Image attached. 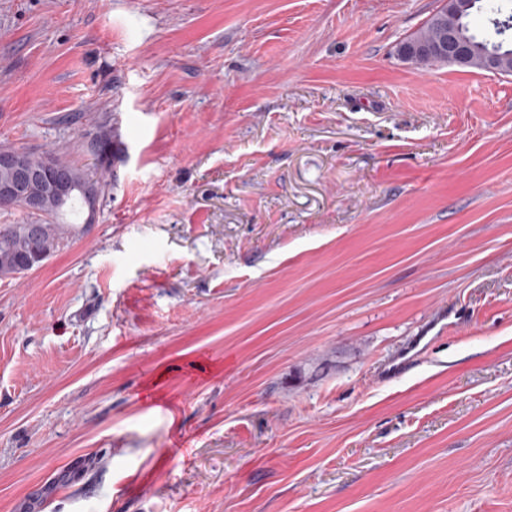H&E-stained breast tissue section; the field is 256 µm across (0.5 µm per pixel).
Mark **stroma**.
I'll return each mask as SVG.
<instances>
[{
  "label": "stroma",
  "instance_id": "stroma-1",
  "mask_svg": "<svg viewBox=\"0 0 512 512\" xmlns=\"http://www.w3.org/2000/svg\"><path fill=\"white\" fill-rule=\"evenodd\" d=\"M442 4L0 0V149L123 144L0 279V512H512V74L401 60Z\"/></svg>",
  "mask_w": 512,
  "mask_h": 512
}]
</instances>
